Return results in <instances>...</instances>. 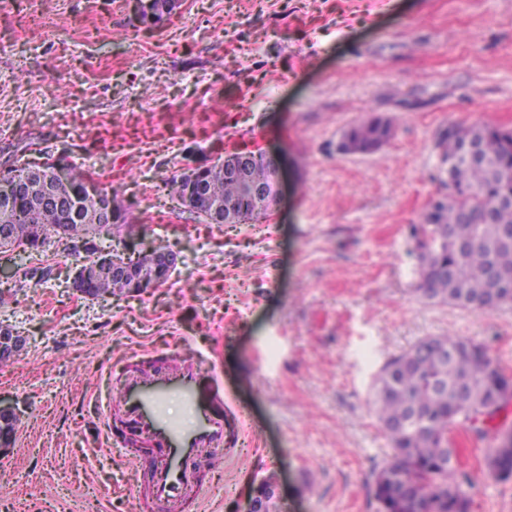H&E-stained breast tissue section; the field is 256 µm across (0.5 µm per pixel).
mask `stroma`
<instances>
[{
	"label": "stroma",
	"mask_w": 512,
	"mask_h": 512,
	"mask_svg": "<svg viewBox=\"0 0 512 512\" xmlns=\"http://www.w3.org/2000/svg\"><path fill=\"white\" fill-rule=\"evenodd\" d=\"M131 0H0V174L67 156L133 214L105 250L163 246L175 274L139 292L73 290L87 261L49 239L9 281L0 326L26 336L0 366L21 414L0 455V512H138L145 474L108 454L91 406L119 359L202 351L242 409L205 512H241L274 477L279 512H379L372 469L390 453L373 379L427 336L485 343L512 373V306L426 301L410 234L440 181L449 124L512 129V0H181L150 27ZM372 155L341 153L369 116ZM281 163L265 218L209 224L162 182L224 154ZM450 437L471 512H512V480L482 444ZM390 123L381 116H372L351 126L344 134L346 153L373 154L390 137Z\"/></svg>",
	"instance_id": "obj_1"
}]
</instances>
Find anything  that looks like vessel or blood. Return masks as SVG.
Wrapping results in <instances>:
<instances>
[{"mask_svg": "<svg viewBox=\"0 0 512 512\" xmlns=\"http://www.w3.org/2000/svg\"><path fill=\"white\" fill-rule=\"evenodd\" d=\"M178 396L192 416L184 426L166 415ZM224 399V378L209 368L202 353L161 358L143 352L109 372V391L100 415L105 447H121L132 464L141 457L131 442L144 445L152 460L147 481L149 512H202L204 485L200 468L223 457L236 434V413L215 411Z\"/></svg>", "mask_w": 512, "mask_h": 512, "instance_id": "1", "label": "vessel or blood"}]
</instances>
